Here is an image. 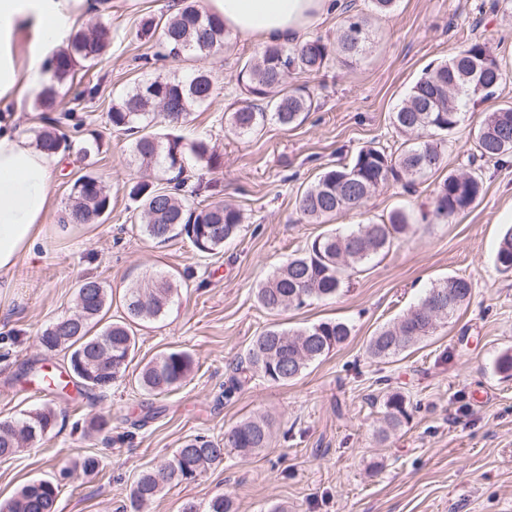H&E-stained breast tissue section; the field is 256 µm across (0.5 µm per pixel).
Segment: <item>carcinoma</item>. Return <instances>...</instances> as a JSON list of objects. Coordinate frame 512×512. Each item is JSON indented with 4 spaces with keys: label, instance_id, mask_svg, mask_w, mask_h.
Listing matches in <instances>:
<instances>
[{
    "label": "carcinoma",
    "instance_id": "1",
    "mask_svg": "<svg viewBox=\"0 0 512 512\" xmlns=\"http://www.w3.org/2000/svg\"><path fill=\"white\" fill-rule=\"evenodd\" d=\"M157 29L167 56L174 59L214 54L226 45L224 22L203 13L195 0H183V6L171 18L149 21L144 33ZM109 40L110 27L102 22L91 33L74 31L67 49L51 62V78L36 92L35 105L44 112L55 111L59 99L73 90L78 61H93ZM369 41L366 18L346 16L338 37L339 53L344 59L361 54ZM331 55V47L320 38L289 47H265L257 61L245 63L237 75L245 97L241 106L228 114L230 130L251 134L270 120L282 126L296 123L312 110L313 100L300 87H285L286 76L294 71L318 72ZM503 76L505 71L485 43L471 41L453 49L448 59L426 69L393 113L395 128L405 135H416L419 141L404 145L394 157L375 146L363 147L351 162L326 169L297 199L302 218L309 223H322L337 213L361 207L365 197L390 180L408 187L438 171L447 153L446 136L459 125L472 99L495 97ZM482 78L496 81L495 86L487 92L477 91ZM216 86L217 77L211 71L156 77L139 84L108 111L112 128L131 136V151L140 165L158 166L174 174L165 186L143 180L129 187L128 196L139 211L145 235L165 241L183 231L201 254L221 250L226 241L238 235L241 213L222 199L215 185L208 203L193 208L184 204L180 192L185 188L182 175L186 157L213 168L218 156L203 139L186 141L162 134L157 128L182 126L194 108L213 98ZM36 143L49 154L64 148L76 151L83 159L100 150L95 137L69 142L49 130L40 132ZM474 143L479 157L485 160L502 162L512 158L511 104L485 113L474 131ZM482 191L481 177L450 174L436 189L435 213L452 221L470 208ZM111 206V194L100 178L86 173L73 183L65 220L70 224H89L107 215ZM411 228L408 213L398 209L386 222L364 224L344 235H319L255 289L256 301L263 309L278 313L290 307L302 308L313 299L333 298L350 273L390 249ZM495 260L502 270H512V227L502 235ZM175 294L177 286L164 278L130 288L124 295L125 318L101 327L99 323L112 305V294L101 282L84 279L76 290V313L51 322L39 336L46 352H63L67 361L66 378L55 376L46 387L62 391L70 385L91 391L112 388L125 377L136 348L132 325L162 316ZM471 295V282L463 276L437 282L416 306L370 337L367 354L379 360L404 354L436 329L440 322L433 315L437 298L451 301L445 313L448 318L468 305ZM350 335V325L340 320L321 321L295 331L269 326L248 346L245 366L240 368L243 381L254 377L276 384L293 381ZM193 364L191 354L184 350L163 352L144 364L137 384L154 396L165 395L186 381ZM383 408L385 428L381 429L380 440L385 441L390 432L408 420L409 413L399 392L390 393ZM55 422L56 412L49 404L19 419L0 421V458L18 454L48 434ZM274 428L275 422L269 415L253 414L228 431L222 441L205 436L186 440L164 466L140 474L130 494L131 507L137 509L154 501L169 485L195 479L211 465L222 462L226 448L245 458L260 453L270 447ZM99 466L96 456L85 455L63 468L60 475L71 478L79 472L95 474ZM59 493L58 478L35 480L1 504L0 512H57ZM206 512H236V505L231 496L218 494L210 499Z\"/></svg>",
    "mask_w": 512,
    "mask_h": 512
}]
</instances>
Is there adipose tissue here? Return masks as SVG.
<instances>
[{
    "instance_id": "1",
    "label": "adipose tissue",
    "mask_w": 512,
    "mask_h": 512,
    "mask_svg": "<svg viewBox=\"0 0 512 512\" xmlns=\"http://www.w3.org/2000/svg\"><path fill=\"white\" fill-rule=\"evenodd\" d=\"M102 0H0V299L14 273L35 259L53 204L58 158L14 129L9 111L49 78L47 66ZM334 0H202L233 35L261 44H298L334 11Z\"/></svg>"
}]
</instances>
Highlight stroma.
I'll return each mask as SVG.
<instances>
[{"label":"stroma","instance_id":"stroma-1","mask_svg":"<svg viewBox=\"0 0 512 512\" xmlns=\"http://www.w3.org/2000/svg\"><path fill=\"white\" fill-rule=\"evenodd\" d=\"M494 0H395L389 12L369 0H341V12L311 29L309 38L335 43L343 9L368 20L371 44L347 62L331 60L316 73H293L289 86H304L317 103L296 126L271 122L257 134L229 131L226 115L243 97L237 74L262 51L261 43L232 36L223 53L173 61L161 57L158 37L144 38L146 20L176 9V0H112L103 19L111 43L93 68L78 66L96 84L81 101L73 130L60 113H48L52 130L76 140L100 135L92 164L76 155L61 163L35 260L20 267L9 303L0 304V419L43 405L57 413L55 428L15 457L0 459V502L22 485L58 474L86 454L97 456V474L66 483L59 512H123L139 475L159 468L194 436L223 439L242 419L260 412L276 422L270 448L250 459L227 450L222 464L195 480L165 488L149 512H182L185 503L205 508L218 493L234 498L237 512H512V376L495 361L512 352V271L496 264L498 242L512 213V161L480 164L481 196L453 221L436 218L438 184L471 171L473 128L486 112L512 103V81L496 98L471 102L452 135L442 167L414 189L378 188L357 211L312 224L296 211L297 196L328 167L348 163L367 145L397 152L405 137L391 114L432 63L447 59L467 39L489 43L512 74V11ZM193 69L219 75L210 104L192 112L181 136L203 139L218 167L189 162L201 185H215L241 212L239 235L215 255L198 254L186 236L149 239L127 194L131 181H160L157 168L134 159L131 139L113 131L108 110L134 83ZM112 188V212L102 222L62 231L73 181L85 172ZM396 209L413 215L415 228L390 251L353 274L335 298L271 314L254 298L256 286L300 253L316 236L387 219ZM173 279L178 294L165 315L140 324L134 360L138 373L156 354L188 351L194 369L169 395L156 398L118 382L107 394L40 390L37 370H61L63 355L39 343L41 331L72 314L79 282L92 278L112 291V318L124 313L123 296L152 275ZM451 275L472 284L468 306L442 322L432 336L388 360L366 352L370 336L414 306L426 288ZM330 319L347 321V341L310 364L285 385L253 378L240 388L232 379L253 338L268 326L288 330ZM400 392L410 418L380 441L382 404ZM102 415L103 431L87 427Z\"/></svg>","mask_w":512,"mask_h":512}]
</instances>
